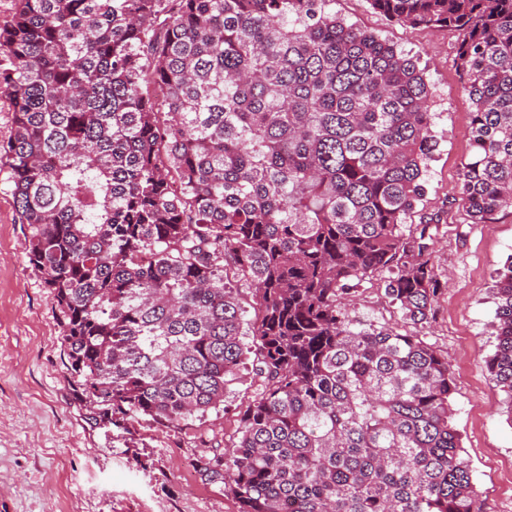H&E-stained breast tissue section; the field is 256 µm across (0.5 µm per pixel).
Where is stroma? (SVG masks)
I'll return each mask as SVG.
<instances>
[{"label":"stroma","mask_w":512,"mask_h":512,"mask_svg":"<svg viewBox=\"0 0 512 512\" xmlns=\"http://www.w3.org/2000/svg\"><path fill=\"white\" fill-rule=\"evenodd\" d=\"M331 8L418 57L433 87L439 146L409 219L416 225L441 215L434 262L448 286L427 340L452 366L463 456L489 512H512V424L485 364L495 311L489 289L512 255V210L471 224L453 203L472 110L455 66V38L391 23L368 0H333ZM10 177L1 160L0 512H237L223 482L197 464L223 451L235 413L254 398L251 370L242 369L220 411L201 419L170 427L91 420L89 404L72 395L60 315L43 273L28 260V227L15 211Z\"/></svg>","instance_id":"obj_1"}]
</instances>
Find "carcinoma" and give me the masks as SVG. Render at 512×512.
<instances>
[{
  "mask_svg": "<svg viewBox=\"0 0 512 512\" xmlns=\"http://www.w3.org/2000/svg\"><path fill=\"white\" fill-rule=\"evenodd\" d=\"M331 2L14 0L0 154L29 263L95 421L203 416L252 360L230 456L204 467L238 512H487L423 333L431 224L407 230L432 88ZM368 2L457 34L472 112L455 202L472 224L512 209V0ZM374 280L401 325L350 315ZM491 296L486 364L512 419V255Z\"/></svg>",
  "mask_w": 512,
  "mask_h": 512,
  "instance_id": "obj_1",
  "label": "carcinoma"
}]
</instances>
